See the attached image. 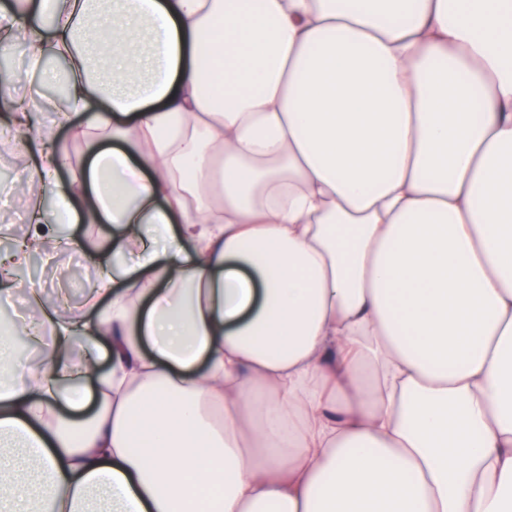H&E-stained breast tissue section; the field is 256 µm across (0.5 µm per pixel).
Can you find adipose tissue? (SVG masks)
<instances>
[{"mask_svg":"<svg viewBox=\"0 0 512 512\" xmlns=\"http://www.w3.org/2000/svg\"><path fill=\"white\" fill-rule=\"evenodd\" d=\"M17 45L0 512H512V0H8ZM60 223L112 227L79 317L16 277ZM9 59L7 65L6 78L13 82L14 90L18 94H23L27 89V84L24 79V50L22 47H15L12 52L7 55H0ZM12 208L0 209V226L7 224L6 227L12 230V233L24 235L29 231V224H26L25 212L29 203H25L15 196L11 199Z\"/></svg>","mask_w":512,"mask_h":512,"instance_id":"adipose-tissue-1","label":"adipose tissue"}]
</instances>
